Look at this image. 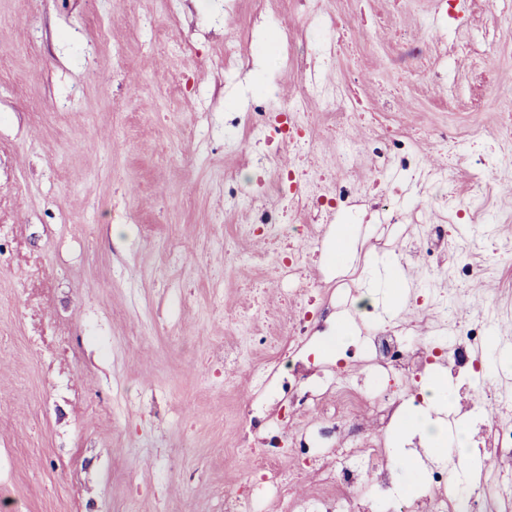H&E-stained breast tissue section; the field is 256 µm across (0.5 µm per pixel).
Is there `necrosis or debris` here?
Wrapping results in <instances>:
<instances>
[{"label": "necrosis or debris", "instance_id": "1", "mask_svg": "<svg viewBox=\"0 0 512 512\" xmlns=\"http://www.w3.org/2000/svg\"><path fill=\"white\" fill-rule=\"evenodd\" d=\"M289 4L305 16L309 35L298 38L280 32L275 46L287 51L288 66L303 85L301 95L277 119L270 114L273 101L280 97L274 87L255 98L250 111L229 108L224 113L225 149L259 146L272 155L285 145L297 157L292 168L271 172L263 166L248 179L225 181V205L249 210L256 218L234 225L225 235L224 257L242 270H270V287L298 308L284 337L253 331L254 321L264 315L258 304L230 320L240 337L225 346L224 363L248 367L253 388L251 401L241 409L248 434L237 452L242 456L262 453L270 465L263 472L245 475L228 492L224 512H256L259 500L271 489L283 496L288 512H512V470L505 467L483 468L477 484L451 492L447 463L434 460L421 474L428 494L406 502L397 501L393 494L389 452L376 439L388 431L403 406L424 402L414 392H394V383L418 379L431 366L447 369L455 380L481 381L495 412L481 424L478 441L497 457L512 458V373L490 360L493 326L501 307L492 303L476 316H464L446 292L435 288L437 269L430 264L423 272L428 298L421 309L430 321L429 328L410 321L377 326L371 300L350 291V276L339 277L328 295L310 279L313 264L325 265L331 273L336 270L334 257L303 247L306 240L323 238L325 223L336 213L347 214L351 223L368 225L374 234L397 224L425 225L423 250L431 257L437 249L447 248L449 236L447 225L433 223V216L451 209L461 217L466 206L444 192L428 200L416 192V185L423 182L443 189L448 170L426 167L415 140L408 136L380 133L366 147L344 135L336 141L335 166L311 163V102L342 103L351 93L349 78L332 83L320 78L334 59L335 39L346 22L318 13L312 0H289ZM366 148L373 156L374 177L400 175L402 183L394 196L382 198L339 179V172L350 171ZM252 237L263 240L261 251H236L237 239ZM332 298L344 300L346 308L370 327L348 348L360 356L363 366L356 382H334L331 371L315 370L304 357L313 336H336V323L327 306ZM363 405L372 411L367 424L356 415ZM310 410L323 413V420L312 430L287 434L288 425ZM357 431L363 434L357 451L344 448L345 436ZM330 455L335 456V465L326 464ZM283 457L297 461L300 469L314 471L315 492H295L297 472L275 465Z\"/></svg>", "mask_w": 512, "mask_h": 512}]
</instances>
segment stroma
I'll list each match as a JSON object with an SVG mask.
<instances>
[{"label": "stroma", "instance_id": "stroma-1", "mask_svg": "<svg viewBox=\"0 0 512 512\" xmlns=\"http://www.w3.org/2000/svg\"><path fill=\"white\" fill-rule=\"evenodd\" d=\"M464 4L462 38L489 43L441 84L450 23L430 0H317L378 23L323 80L364 66L357 98L391 101L395 128L445 121L512 151L496 138L512 95L484 99L512 88V26ZM302 25L288 0H0V497L16 512H224L225 491L265 467L230 451L253 391L224 365V318L250 302L224 234L253 215L225 212L224 182L258 158L225 155L224 107L249 111L267 86L300 95L287 58L256 47ZM408 47L423 64L405 79L388 57ZM418 146L474 202L469 253L482 261L491 235L512 236V170H487L479 188L473 160ZM422 232L399 225L381 246L350 227L347 259L365 269L355 290L385 322L414 316ZM443 286L468 314L512 307L500 268Z\"/></svg>", "mask_w": 512, "mask_h": 512}]
</instances>
